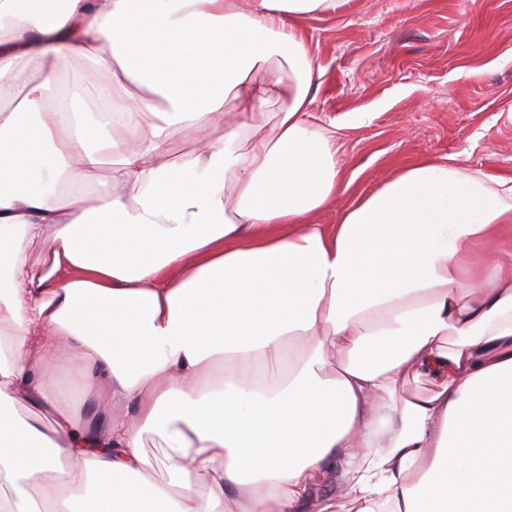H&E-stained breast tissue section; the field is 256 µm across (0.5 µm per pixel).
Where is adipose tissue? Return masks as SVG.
Segmentation results:
<instances>
[{
	"label": "adipose tissue",
	"mask_w": 512,
	"mask_h": 512,
	"mask_svg": "<svg viewBox=\"0 0 512 512\" xmlns=\"http://www.w3.org/2000/svg\"><path fill=\"white\" fill-rule=\"evenodd\" d=\"M338 4L0 0V512H297L332 455L352 512H512V179L429 158L317 223L351 183L301 27ZM101 81L100 74L94 66L80 60H74L66 69L53 77V82L59 89L81 86L90 93ZM60 397L64 405L69 407L78 406L79 412L84 421L90 426H98L104 420L102 408L97 406L91 398L80 400L82 388L73 385L70 380L62 376L60 378ZM144 449L147 461L148 469L154 475L158 481H162L166 477V473L160 464V461L165 459L167 453H171L169 448H161L159 440L151 435H145Z\"/></svg>",
	"instance_id": "1"
}]
</instances>
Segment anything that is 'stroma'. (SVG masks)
<instances>
[{
	"mask_svg": "<svg viewBox=\"0 0 512 512\" xmlns=\"http://www.w3.org/2000/svg\"><path fill=\"white\" fill-rule=\"evenodd\" d=\"M303 30L325 71L313 110L320 125H345L354 179L320 223L429 157L512 177V0H343ZM343 468L328 460L301 512L341 500Z\"/></svg>",
	"mask_w": 512,
	"mask_h": 512,
	"instance_id": "1",
	"label": "stroma"
}]
</instances>
